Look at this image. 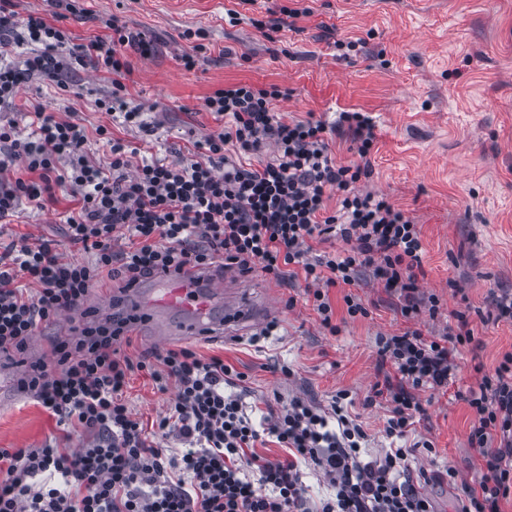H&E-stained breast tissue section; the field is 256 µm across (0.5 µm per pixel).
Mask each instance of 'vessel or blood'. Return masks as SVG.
<instances>
[{"mask_svg":"<svg viewBox=\"0 0 512 512\" xmlns=\"http://www.w3.org/2000/svg\"><path fill=\"white\" fill-rule=\"evenodd\" d=\"M242 289L236 278L190 271L137 284L124 304L137 324L160 341L201 339L228 335L264 318V309L243 298Z\"/></svg>","mask_w":512,"mask_h":512,"instance_id":"obj_1","label":"vessel or blood"}]
</instances>
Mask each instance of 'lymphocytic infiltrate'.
I'll list each match as a JSON object with an SVG mask.
<instances>
[{
	"instance_id": "1",
	"label": "lymphocytic infiltrate",
	"mask_w": 512,
	"mask_h": 512,
	"mask_svg": "<svg viewBox=\"0 0 512 512\" xmlns=\"http://www.w3.org/2000/svg\"><path fill=\"white\" fill-rule=\"evenodd\" d=\"M50 5L51 14L22 15L16 0H0V105L12 102L23 77L63 89L73 65L88 64L112 78V95L98 108L146 129L143 110L124 95L123 50L146 56L151 43L116 18L109 36L72 44L61 22L85 16L80 0ZM288 96L275 85L215 90L205 107L221 128L198 142L200 158L171 163L138 155L103 126L97 135L109 161L91 163L84 127L41 104L28 135L15 123L0 124V171L18 160L26 172L0 180V223L19 216L22 203L39 210L55 204L57 191L67 189L78 203L65 218L67 237L82 255L65 259L45 239L13 242L10 263L0 262V353L24 354L40 328L65 316L85 319L70 339L54 342L50 360L31 362L20 381L22 392L84 441L74 450L49 441L0 448V512H434L410 476L404 441L423 411L421 393L447 391L461 348L475 341L465 313H455V326L439 336L414 329L379 337V363L397 378L375 383L364 400L388 411L383 433L390 446L374 455L348 411V391L326 408L295 396L256 419L239 391L243 373L222 358L205 360L182 345L131 358L123 349L131 319L98 322L86 306L90 288L106 277L129 288L215 266L279 279L293 266L329 333L338 331L330 288L366 273L396 296L403 316L437 317L439 296L417 287L419 225L361 187L372 176L370 117L342 112L331 124L312 116L287 122L274 103ZM340 131L351 134L357 163L333 161L327 136ZM266 147L271 158L256 162ZM334 239L343 250L315 252V244ZM139 372L159 392L176 391L150 428L123 398ZM464 400L475 415L468 442L485 473L478 487L467 488L458 512H501V501L512 498V353ZM270 442L283 457L258 453ZM307 468L330 490L315 505L306 497Z\"/></svg>"
}]
</instances>
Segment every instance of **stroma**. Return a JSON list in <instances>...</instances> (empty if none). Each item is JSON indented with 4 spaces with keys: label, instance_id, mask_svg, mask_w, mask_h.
Masks as SVG:
<instances>
[{
    "label": "stroma",
    "instance_id": "35a3bbf8",
    "mask_svg": "<svg viewBox=\"0 0 512 512\" xmlns=\"http://www.w3.org/2000/svg\"><path fill=\"white\" fill-rule=\"evenodd\" d=\"M309 9V16L276 32L254 28L249 19L274 4ZM85 19L64 20L73 43L109 35L119 17L142 31L153 46L150 57L127 51L126 98L142 107L150 132L128 128L95 105L110 95L107 75L79 67L67 89L33 76L12 104L0 107V121H14L30 133L31 111L41 104L60 118L78 119L87 132L105 126L113 137L162 159L188 157L196 141L216 131L218 121L204 106L215 89L236 83L290 89L275 107L284 120L315 115L334 121L341 112H364L375 125L373 175L365 189L385 195L421 228L419 285L443 303L435 319H423L425 335L445 333L453 311L466 312L481 346L464 351L447 393L433 397L417 416L410 441L427 439L433 451L418 448L409 457L413 477L436 512H456L464 486H477L485 468L468 445L474 414L458 391L475 385V364L494 373L512 352V322L496 320L489 305L493 290L512 285V0H84ZM241 13L237 25L227 10ZM207 30V51L195 69L178 57L191 51L187 30ZM72 205L68 192L45 210L24 209L0 225V255L19 236L55 240L66 258L69 247L62 217ZM251 293L268 296V320L279 323L263 351L246 335L194 341L202 358L218 356L244 373L247 405L265 406L292 394L329 406L337 391L357 399L371 450L384 446L387 411L363 406L371 387L383 380L376 341L412 328L396 298L366 277L330 289L338 334L324 330L305 295L303 278L273 280L261 272L246 278ZM362 300L369 314L352 318L344 298ZM61 336L52 326L33 336L23 358L4 366L12 374V403L0 407V448H37L48 439L75 449L40 405L21 392L26 362L51 356ZM295 371L284 381L278 365ZM172 393L154 389L134 375L125 392L133 414L151 423ZM456 469L460 481H436Z\"/></svg>",
    "mask_w": 512,
    "mask_h": 512
}]
</instances>
